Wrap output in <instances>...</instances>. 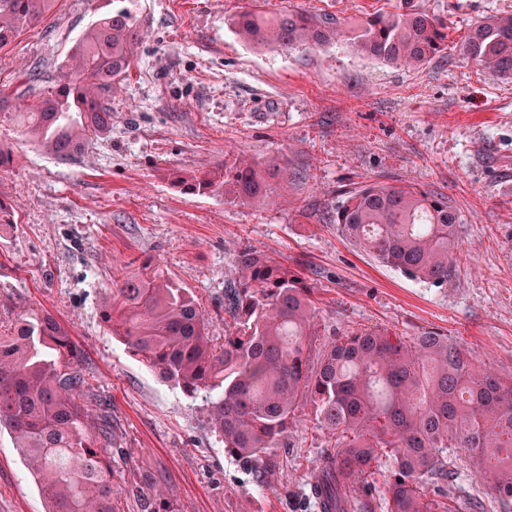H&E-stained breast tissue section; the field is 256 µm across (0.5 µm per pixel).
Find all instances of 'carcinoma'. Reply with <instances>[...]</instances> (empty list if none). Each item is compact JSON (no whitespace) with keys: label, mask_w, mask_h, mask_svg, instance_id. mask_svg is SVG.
Wrapping results in <instances>:
<instances>
[{"label":"carcinoma","mask_w":512,"mask_h":512,"mask_svg":"<svg viewBox=\"0 0 512 512\" xmlns=\"http://www.w3.org/2000/svg\"><path fill=\"white\" fill-rule=\"evenodd\" d=\"M57 0H0V51L40 24ZM237 35L250 45L316 48L344 37L361 55L415 67L443 50L446 20L397 6L360 21L301 8L238 12ZM145 33L123 7L96 20L72 48L56 83L22 100L9 120L31 142L67 161L112 131L108 97L120 89ZM456 54L497 79H512V13L475 22ZM274 164L241 158L174 180L198 195L263 199ZM345 237L379 263L440 287L460 270L459 217L448 199L410 185L372 183L336 209ZM225 311L233 329L209 336L196 298L144 261L110 289L102 321L161 379L186 394L209 393L210 425L224 451L259 473L297 412L310 404L317 428L335 438L321 452L304 491L323 512H477L464 492L438 499L448 480V449L459 448L501 508L512 506V376L475 368L458 341L428 331L409 344L397 332L359 329L322 342L313 289L287 265L253 250L235 259ZM92 385L71 329L50 314L0 320V429L19 448L48 512H180L150 470L114 483L104 417L89 404ZM396 470L380 472L384 460Z\"/></svg>","instance_id":"obj_1"}]
</instances>
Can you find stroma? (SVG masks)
I'll return each instance as SVG.
<instances>
[{
  "mask_svg": "<svg viewBox=\"0 0 512 512\" xmlns=\"http://www.w3.org/2000/svg\"><path fill=\"white\" fill-rule=\"evenodd\" d=\"M448 22L456 42L512 0H408ZM395 0H135L147 32L112 97V131L60 161L10 126L14 162L0 196V318L37 310L70 325L97 399L111 414L116 483L157 471L182 512H302L300 494L332 446L312 409L258 476L224 452L205 393L185 395L104 327L103 297L128 263L152 260L191 290L223 341L224 287L251 248L314 288L321 329L426 331L464 345L475 365L512 375V80L452 53L416 69L384 66L338 41L289 52L255 48L231 21L243 7L295 5L352 20ZM123 0H58L0 52V106L52 84L75 41ZM274 162L266 199L201 196L171 183L239 158ZM379 182L447 197L461 218V271L434 287L378 263L331 216L349 192ZM47 504L8 432H0V512Z\"/></svg>",
  "mask_w": 512,
  "mask_h": 512,
  "instance_id": "stroma-1",
  "label": "stroma"
}]
</instances>
